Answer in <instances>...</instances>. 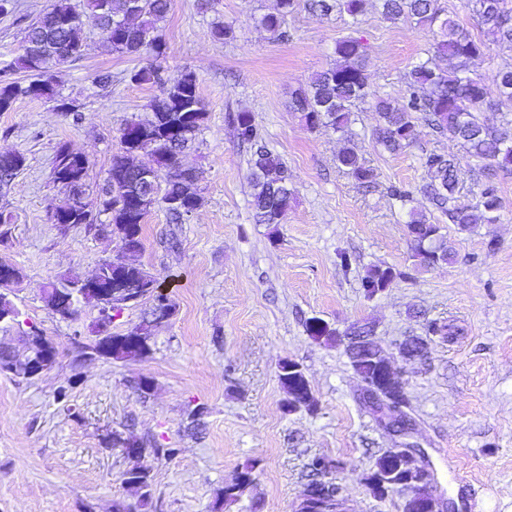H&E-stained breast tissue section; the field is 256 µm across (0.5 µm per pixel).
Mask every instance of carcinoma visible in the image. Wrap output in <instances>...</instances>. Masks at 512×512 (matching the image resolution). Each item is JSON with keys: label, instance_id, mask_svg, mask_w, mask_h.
<instances>
[{"label": "carcinoma", "instance_id": "cac0c4a2", "mask_svg": "<svg viewBox=\"0 0 512 512\" xmlns=\"http://www.w3.org/2000/svg\"><path fill=\"white\" fill-rule=\"evenodd\" d=\"M368 0H305L306 8L321 15L337 12L352 21L366 10ZM471 10L479 19L483 37H473L456 19L445 15L438 0H378L385 19L401 18L429 29L432 33L433 54L448 59V69L438 70L430 61L414 63L407 74V102L397 106L393 101L370 89L366 73V48L362 41L346 36L336 41L335 53L339 61L316 74L306 89H300L292 100L294 111L302 114L310 129H329L344 141L336 155L337 166L344 169L359 184L371 188L375 184L374 169L365 165L351 144V114L361 104L379 116L374 129L375 140L392 154L411 146L417 137L418 123H424L441 137L461 144L470 157L489 167L512 170V70L495 75L498 99L491 104L486 100L483 77L470 69V62L483 55L486 40L512 43V0H468ZM300 0H279L275 13L255 18L256 24L272 38H288L286 18ZM169 9V0H85L78 9L72 0H52L50 8L23 29V53L14 62L0 66V112L9 111L16 99L54 96L53 68L74 62L83 55L82 32L90 21L108 33L112 52L120 55H143L147 65L136 70L132 79L138 83L158 85L161 95L148 105L149 113L125 124L129 140L121 144L120 152L113 155L107 178L102 188L99 209L93 211L85 201L88 177L87 159L67 147H60L52 170L53 182L68 188L66 206L75 214L74 224L107 231L119 237H131V242L143 246L142 225L145 216L128 213L117 208L118 200L128 192L157 194V203L168 212L175 224L189 218L188 210L198 209L200 197L192 190L197 180L194 170L184 167L185 151L197 139L206 119L204 105L198 93L197 77L185 71L173 84L163 77L161 60L167 56V44L160 35L162 22ZM28 73V83L11 78L15 69ZM502 112L498 127L485 124L480 112L489 106ZM238 141L250 149L249 185L253 218L257 224H280L295 197V189L288 168L280 155L267 146L262 129L251 112L242 110L230 116ZM176 123L187 130L181 138L168 137L165 126ZM26 166V156L18 150L0 152V192L8 191L13 179ZM158 172L159 181L153 186L142 178L146 167ZM426 182L422 192L448 217V222L467 229L474 224H490L497 219L500 200L495 187L488 183L481 191L478 203L465 204L458 196L459 165L452 157L430 153L423 158ZM179 204L170 205L168 201ZM107 216L102 221L101 216ZM413 241V256L424 267L434 266L450 259L448 247L441 234V226L423 217H413L408 223ZM397 273L391 267L375 266L367 270L362 287L367 297L385 290ZM148 283L161 288L158 278L136 258L119 276V287L141 288ZM67 290L68 315L76 314L74 304L91 302L87 293H79L72 283L57 281L49 284L45 303L49 310L57 311L59 293ZM175 305L168 296L152 306L134 330L151 339L152 328L161 318L173 315ZM111 322L100 319L96 339L81 346L78 355L87 360L108 358L115 361L141 359L151 352V345L136 346L121 340L108 331ZM307 331L316 340L339 342V332L328 323L313 318ZM286 397L288 411L312 410L316 399H307L309 382L304 371L299 378L279 374ZM133 466L123 476L138 483L140 498L135 503L118 501L114 512H140L152 499L153 479L150 470L140 464L141 456L129 455ZM256 463L242 467L235 483L219 493L225 501H236L254 481Z\"/></svg>", "mask_w": 512, "mask_h": 512}]
</instances>
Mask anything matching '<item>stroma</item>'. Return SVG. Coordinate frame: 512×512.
<instances>
[{
	"label": "stroma",
	"mask_w": 512,
	"mask_h": 512,
	"mask_svg": "<svg viewBox=\"0 0 512 512\" xmlns=\"http://www.w3.org/2000/svg\"><path fill=\"white\" fill-rule=\"evenodd\" d=\"M50 4L19 0L17 14L0 15V61L21 54L24 27ZM276 6L171 0L161 24L168 79L195 72L207 115L183 159L199 174L201 206L182 224L159 206L145 219L139 259L175 305L154 329L145 358L77 363L74 343L93 338L96 309L82 303L74 319L63 320L43 300L49 283L90 277L117 248L116 237L89 235L81 225L57 233L50 216L67 195L54 184L52 166L60 146L83 154L87 201L97 206L122 127L145 116L160 93L131 80L143 59L112 53L105 32L86 25L85 52L57 71L54 98L22 97L0 112V151L27 158L0 197V211L13 216L0 262L23 273L11 295L18 323L0 331V347L23 354L20 334L34 325L57 350L54 366L39 378L0 375V512H113L114 502L136 500L123 481L130 463L112 443L116 432L149 449L142 463L154 495L143 512H295L315 456L333 462L345 512H403L406 492L379 499L363 483L398 440L358 403L364 385L343 344L309 335L313 317L339 331L371 326L407 383L412 441L428 455L435 497L452 503L453 512H512V171L493 178L501 201L496 222L460 229L423 195L421 159L431 152L456 158L460 197L470 204L482 188L476 160L422 124L414 146L389 154L371 137L377 113L363 105L351 116L353 142L377 183L362 187L336 164L337 135L309 130L292 98L335 64L337 40L350 35L366 47L371 89L405 104L406 74L428 58L432 36L414 23L384 20L373 5L355 24L299 8L287 18V39L275 40L254 19ZM218 21L233 23L232 38H213ZM103 73L112 76L105 87L97 83ZM61 100L75 104L77 116L60 112ZM237 109L253 114L288 167L296 192L282 223L253 220L250 152L227 119ZM398 189L408 201L396 199ZM414 211L441 225L451 263L417 265L407 227ZM343 254L349 267L339 264ZM376 265L397 276L369 298L361 279ZM434 324L452 326L453 336L433 334ZM412 336L428 341L426 359L400 357V343ZM284 360L302 366L315 412L284 410ZM142 376L153 381L146 396L135 388ZM62 385L70 389L64 404L56 400ZM199 404L208 413L196 435L187 413ZM154 446L178 454H151ZM250 461L252 487L237 501L218 499Z\"/></svg>",
	"instance_id": "1"
}]
</instances>
